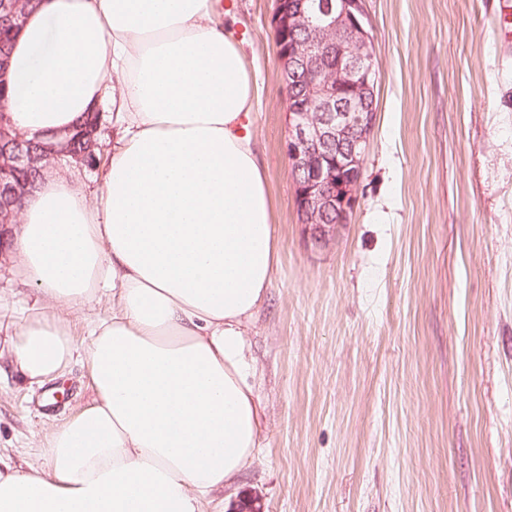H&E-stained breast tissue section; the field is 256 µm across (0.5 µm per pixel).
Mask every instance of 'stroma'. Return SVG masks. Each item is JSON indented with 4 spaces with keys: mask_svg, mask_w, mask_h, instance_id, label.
<instances>
[{
    "mask_svg": "<svg viewBox=\"0 0 512 512\" xmlns=\"http://www.w3.org/2000/svg\"><path fill=\"white\" fill-rule=\"evenodd\" d=\"M256 81L250 138L277 265L247 325L261 443L205 512H512V15L501 0H365L376 121L357 205L298 222L274 0H220ZM0 260V326L41 305ZM89 369L31 385L0 360V452L42 467Z\"/></svg>",
    "mask_w": 512,
    "mask_h": 512,
    "instance_id": "1",
    "label": "stroma"
}]
</instances>
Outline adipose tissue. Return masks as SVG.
<instances>
[{"instance_id":"1","label":"adipose tissue","mask_w":512,"mask_h":512,"mask_svg":"<svg viewBox=\"0 0 512 512\" xmlns=\"http://www.w3.org/2000/svg\"><path fill=\"white\" fill-rule=\"evenodd\" d=\"M0 100L27 139L103 99L118 138L94 195L46 174L13 252L48 309L6 341L29 383L77 348L57 308L112 312L83 350L91 400L47 468L0 453V512H201L252 458L260 405L245 328L277 259L267 174L246 134L255 80L214 0H34Z\"/></svg>"}]
</instances>
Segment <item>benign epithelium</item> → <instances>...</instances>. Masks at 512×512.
<instances>
[{
    "label": "benign epithelium",
    "instance_id": "benign-epithelium-1",
    "mask_svg": "<svg viewBox=\"0 0 512 512\" xmlns=\"http://www.w3.org/2000/svg\"><path fill=\"white\" fill-rule=\"evenodd\" d=\"M273 26L288 33V47H279L283 89L302 83L305 102L286 99L288 139L285 156L295 186L298 222L309 238L325 244L336 226L349 222L363 176L362 161L373 132L376 62L374 35L364 0H315L309 8L292 0H275ZM336 54V66L317 80L304 65L308 57ZM74 136L55 132L38 152L0 151V187L12 174L78 165L104 154L98 131H89L84 151H72ZM30 185L16 186L14 202L0 198V235L17 223L20 198Z\"/></svg>",
    "mask_w": 512,
    "mask_h": 512
}]
</instances>
